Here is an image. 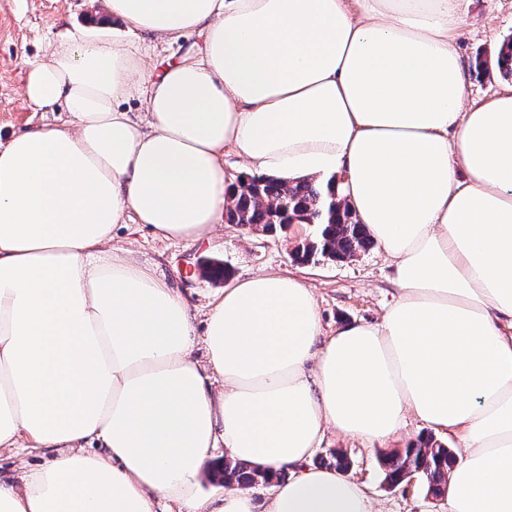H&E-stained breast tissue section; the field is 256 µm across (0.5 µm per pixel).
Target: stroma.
<instances>
[{"mask_svg":"<svg viewBox=\"0 0 512 512\" xmlns=\"http://www.w3.org/2000/svg\"><path fill=\"white\" fill-rule=\"evenodd\" d=\"M76 29L125 32L105 11L103 0H0L1 141L23 130L28 122L64 120L62 112H45L31 105L24 96L23 80L31 63ZM511 38L512 0H470L455 41L461 60L475 67L467 85V103L481 102L503 86L492 62L502 43ZM199 45V37L191 34L172 44L146 39L139 48L146 65L160 67L194 54ZM312 231L308 224L267 233L223 223L200 241L185 243L157 237L148 226L130 221L117 229L113 244L132 251L183 294L196 313L200 332L205 329L209 303L221 289L203 275L216 260L234 279L274 273L303 280L316 294L324 331L354 322H379L397 295L393 268L383 250L375 246L341 262L321 256L306 264L294 261L293 250L309 240ZM428 431V426L413 417L397 437L382 444L331 431L311 463L328 465L336 452L346 456L349 476L366 487L377 512H446L445 500L428 494L420 478L389 485L381 464L386 454L405 448Z\"/></svg>","mask_w":512,"mask_h":512,"instance_id":"35a3bbf8","label":"stroma"}]
</instances>
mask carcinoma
Segmentation results:
<instances>
[{
	"mask_svg": "<svg viewBox=\"0 0 512 512\" xmlns=\"http://www.w3.org/2000/svg\"><path fill=\"white\" fill-rule=\"evenodd\" d=\"M502 76L512 78V39L503 44L498 56ZM336 180L320 181L298 178L288 183L273 176H258L243 180L232 205L226 209L224 220L241 226H260L264 230L280 231L297 216H303L316 228L315 238L295 249L294 260L308 263L317 253L332 259L344 260L374 244L366 226L343 202L334 203ZM456 460L446 445L428 436L410 443L390 454L384 462L386 479L401 484L408 475L420 476L434 496L445 493L448 471ZM224 483L252 486L259 482L268 485L283 479L286 473L269 475L253 466L224 460Z\"/></svg>",
	"mask_w": 512,
	"mask_h": 512,
	"instance_id": "obj_1",
	"label": "carcinoma"
}]
</instances>
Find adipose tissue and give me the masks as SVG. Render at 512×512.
<instances>
[{
  "mask_svg": "<svg viewBox=\"0 0 512 512\" xmlns=\"http://www.w3.org/2000/svg\"><path fill=\"white\" fill-rule=\"evenodd\" d=\"M467 2L105 0L127 38L32 64L27 100L67 118L0 143V449L50 458L0 478V512H375L308 461L327 429L385 441L411 414L463 446L448 512H512V87L466 104ZM193 33L158 73L132 42ZM228 148L250 174L343 173L394 267L380 322L325 333L312 288L262 274L214 297L195 358L191 306L113 233L208 234ZM220 445L285 473L264 507L202 493Z\"/></svg>",
  "mask_w": 512,
  "mask_h": 512,
  "instance_id": "ef3b65f1",
  "label": "adipose tissue"
}]
</instances>
